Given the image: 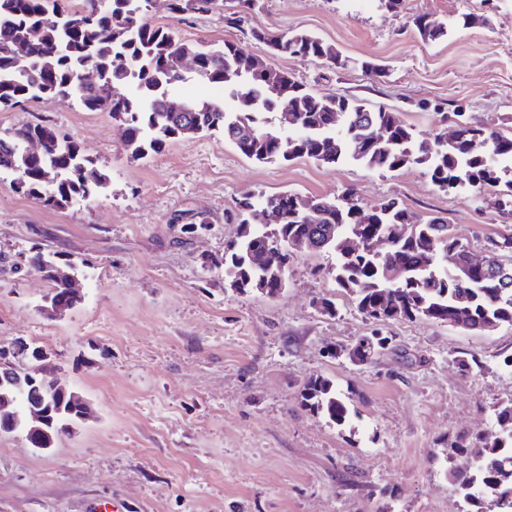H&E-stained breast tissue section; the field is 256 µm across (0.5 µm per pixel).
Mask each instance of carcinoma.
I'll return each instance as SVG.
<instances>
[{
	"label": "carcinoma",
	"mask_w": 512,
	"mask_h": 512,
	"mask_svg": "<svg viewBox=\"0 0 512 512\" xmlns=\"http://www.w3.org/2000/svg\"><path fill=\"white\" fill-rule=\"evenodd\" d=\"M223 5L224 0H168V10L176 15L208 13ZM150 8V0H0V110L32 99L73 97L87 111L112 114L124 146L138 158L161 151L174 139L210 132L221 134L225 143L257 163L307 157L331 166L352 159L388 171L418 165L448 193L494 190V208L512 218V179L498 165L512 166L511 136L473 126L465 113L455 112L457 136L419 139L396 109L373 107L336 91H315L244 53L232 40L214 47L178 37L150 20ZM415 26L425 43L448 36V26L423 17ZM253 36L272 54L317 58L341 70L353 64L306 31H255ZM184 55L198 59L192 74L223 88L225 100L174 99L185 80L174 60ZM88 70L96 78L84 84L81 76ZM123 86L135 93H116ZM177 102L187 111H171ZM283 129L299 135L284 138ZM32 138L43 141L38 156L27 153ZM2 169L17 174V192L59 211L91 198L108 182L74 139L42 123L0 133ZM296 198L285 191L259 201L251 194L238 199L233 221L239 233L209 268L224 271L229 286L238 291L275 297L286 287L292 244L300 241L308 251L336 256V284L354 295L358 310L370 318L426 319L477 332L512 325V263L498 258L500 252H512L511 225L490 240L486 262L477 268L442 216L420 220L395 198L363 207L350 190L337 199L310 198L309 211L298 215ZM268 209L280 210L283 222L263 223ZM263 251L272 252L270 262L254 266L251 257ZM53 261L36 251L28 257V267L49 283V306L67 311L81 301L75 289L78 267L72 260L63 262L70 270L63 277ZM386 341H360L348 356L366 362ZM46 385L50 425L33 418L34 404L15 381L3 380L1 432H21L33 447L46 448L50 442L44 431L63 434L83 420V396L69 387L58 391L52 381ZM303 397L338 425L349 418L346 401L328 378L309 380ZM495 414L496 436L459 446L469 450L472 468L450 472L476 512H512V402Z\"/></svg>",
	"instance_id": "cac0c4a2"
}]
</instances>
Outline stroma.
Here are the masks:
<instances>
[{"label":"stroma","mask_w":512,"mask_h":512,"mask_svg":"<svg viewBox=\"0 0 512 512\" xmlns=\"http://www.w3.org/2000/svg\"><path fill=\"white\" fill-rule=\"evenodd\" d=\"M464 14L476 24L455 27ZM419 16L452 31L423 43ZM152 20L186 39L235 40L313 89L397 109L421 138L448 131L442 114L457 108L512 136V0H404L396 11L379 0H263L235 27L223 11L178 16L157 0ZM255 29L314 33L385 75L270 54ZM425 99L442 112L420 110ZM38 122L74 138L110 181L60 212L0 172V263L37 247L80 261L82 296L49 315L41 274L0 273V345L43 347L92 417L44 452L22 434L0 436V512H91L109 501L122 512H448L459 499L449 471L471 461L459 440L494 433L495 408L512 402L503 364L512 326L373 320L336 285L331 253H294L276 297L234 291L207 263L236 235L226 218L245 194L351 188L364 206L394 197L418 216L447 218L458 242L481 253L501 228L491 193L444 192L417 166L259 164L210 133L135 159L111 115L74 98L0 110V131ZM202 214L208 230L185 233ZM320 296L335 315L314 305ZM377 334L389 346L352 363L346 349ZM470 357L478 366L460 367ZM315 377L347 397L346 423L304 406Z\"/></svg>","instance_id":"stroma-1"}]
</instances>
